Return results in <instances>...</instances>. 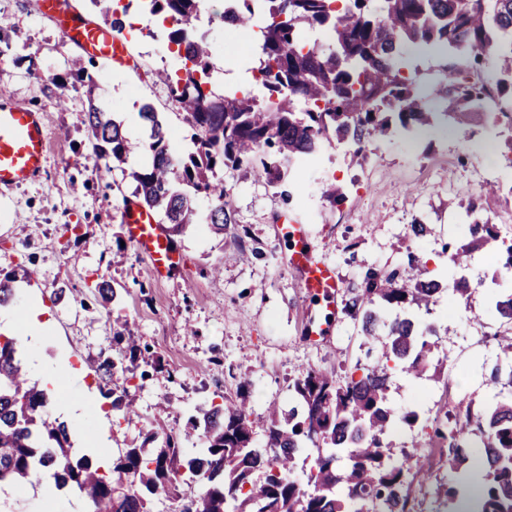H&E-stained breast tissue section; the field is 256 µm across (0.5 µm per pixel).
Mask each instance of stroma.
<instances>
[{"mask_svg":"<svg viewBox=\"0 0 512 512\" xmlns=\"http://www.w3.org/2000/svg\"><path fill=\"white\" fill-rule=\"evenodd\" d=\"M140 20L137 37L127 48L125 67L87 62L95 78L93 95L70 90L66 109L56 105L54 75L64 73L78 48L46 15L41 0H0L9 47L0 56V83L14 98L46 114L49 135L47 175L36 185L0 192V270L34 264L31 282H16L14 306L41 304L53 326L42 346L44 361L56 370L59 385L51 394V418L63 399L89 395L99 403L80 427L91 441L72 438L78 453L100 465L111 464L120 449L141 444L149 427L179 432L215 393L234 395L249 382L256 413L271 406L287 408L288 385L310 367L345 376L365 349L357 325L341 305L371 269L404 271L410 226L420 222L429 232L416 242L437 274L448 268L445 244L466 242L472 221L462 203L481 192L486 182L499 183V195L483 198L491 223L502 238L512 239V152L504 139L512 124L495 113L444 117L423 134L397 131L372 143L363 165L351 164L344 142L324 143L318 160L290 177V199H283L265 178L252 172L217 170L233 210L234 222L223 236L198 224L177 236L181 261L163 278L154 277L148 259L127 242L121 208L132 198L131 170L148 161L135 154L111 174L99 177L94 162L77 167L76 153H89L84 119L89 106L111 112L134 140L145 132L137 118L142 104L162 112L170 148L191 149V130L156 71L169 70V52L160 21L141 16L136 0L128 8ZM212 45V62L225 65L224 86L246 87L259 64L258 37L233 32L212 6L195 22ZM341 186L346 198L332 205L320 196L323 183ZM307 225L317 254L333 264L342 280L337 309L325 314L322 304L307 300L287 264L292 246L288 223ZM496 253L481 251L467 275L482 279L468 301L444 297L423 323L440 329L436 353L447 368L435 379L392 376L397 406L418 403L421 420L431 423L448 402L461 401L480 411L492 392L483 382L482 364H493L492 335L498 322L473 325L484 314L486 283L497 278ZM109 281L117 297L102 304L93 285ZM66 287L63 300L53 291ZM129 323L134 336L149 348L146 360H161L164 369L142 387L130 388L138 418L112 416V399L103 395L92 366L112 355L113 329ZM323 328L318 341L306 339L307 328ZM88 503L78 489L46 496L39 483L10 486L0 495V512H83Z\"/></svg>","mask_w":512,"mask_h":512,"instance_id":"35a3bbf8","label":"stroma"}]
</instances>
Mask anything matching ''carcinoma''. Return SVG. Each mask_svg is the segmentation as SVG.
<instances>
[{
	"label": "carcinoma",
	"mask_w": 512,
	"mask_h": 512,
	"mask_svg": "<svg viewBox=\"0 0 512 512\" xmlns=\"http://www.w3.org/2000/svg\"><path fill=\"white\" fill-rule=\"evenodd\" d=\"M101 18L120 34L122 19L103 0ZM203 0H145L151 16L170 20L167 45L185 48L183 74L162 72L175 104L191 128L192 149L175 156L159 113L146 103L139 115L149 142L130 139L112 114L90 107L84 123L97 160L123 164L146 149L149 164L133 171L134 193L150 210L163 215L168 236H179L193 224H205L224 235L232 212L224 183L214 180L216 167L257 172L279 187L294 167L315 157L334 137L354 146L351 157L366 156L368 145L393 129L430 128L435 113L414 78L405 73L401 51L438 46L449 56L443 76L430 84V96L450 114L480 111L487 94L502 111H512V0H235V10L220 14L235 28L260 25L262 42L258 74L268 95L259 100L247 90L218 94L202 84L213 71L212 49L195 35L194 21ZM310 31L322 34L306 39ZM486 65L492 84L464 76ZM61 90L77 83L93 94L95 81L83 58L66 75L52 77ZM210 201L197 207L196 195ZM471 241L451 252L450 268L459 276L444 284L430 275L428 261L410 254L409 270L371 272L345 304L358 322L368 361L344 381L319 368L303 371L290 386L286 413L270 409L265 441L254 440V418L248 384L233 398L197 410L181 433L152 427L143 443L126 448L103 472L85 455L77 456L67 426L47 413L49 394L30 378L12 337L0 336V483L26 485L47 472L62 490L76 488L95 512H152L161 494L181 500L179 486L196 482L203 491L182 503L179 512H410L413 483L424 484L429 469L408 453L398 458L387 442L391 430L413 427L419 413L396 408L390 397L391 370L416 380L443 362L434 359L438 329L423 325L418 311L430 310L440 295L455 300L469 295L465 275L472 253L491 246L501 266L512 269V242L501 239L496 225L478 218L469 225ZM35 271L0 273V307L15 300L13 284L30 281ZM487 312L503 322L493 339L497 363L488 378L494 398L475 415L453 405L435 420L434 436L448 445V469L455 478L434 489L450 512L474 497L473 512H512V278L493 280ZM115 354L97 362L100 389L112 396V410L124 419L136 415L127 396L109 389L121 373L125 381L163 371L132 368L141 355L129 333L116 330ZM195 439L199 448L183 454ZM306 456L309 473L295 475V460Z\"/></svg>",
	"instance_id": "1"
}]
</instances>
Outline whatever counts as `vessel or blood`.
Masks as SVG:
<instances>
[{
	"label": "vessel or blood",
	"mask_w": 512,
	"mask_h": 512,
	"mask_svg": "<svg viewBox=\"0 0 512 512\" xmlns=\"http://www.w3.org/2000/svg\"><path fill=\"white\" fill-rule=\"evenodd\" d=\"M62 0H45L47 10L60 16L62 33L82 50L85 58L114 64L127 54L125 42L109 24H84L62 13ZM49 137L40 108L17 102L10 91L0 92V190L39 181L45 174ZM127 235L150 260L159 277L180 260L177 246L162 231L152 213L132 201L121 209ZM295 245L287 257L303 292L335 299L341 279L335 267L318 258L304 225L292 227Z\"/></svg>",
	"instance_id": "obj_1"
}]
</instances>
